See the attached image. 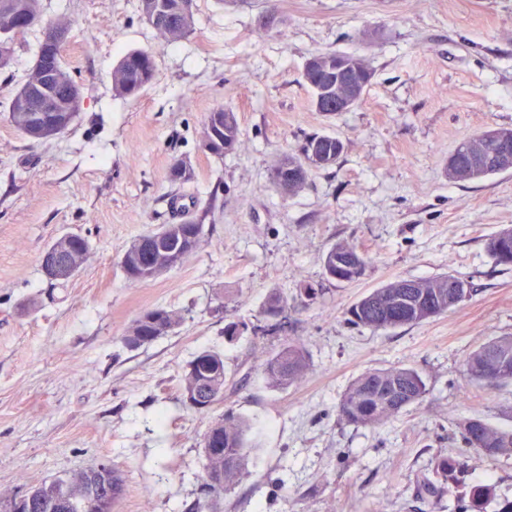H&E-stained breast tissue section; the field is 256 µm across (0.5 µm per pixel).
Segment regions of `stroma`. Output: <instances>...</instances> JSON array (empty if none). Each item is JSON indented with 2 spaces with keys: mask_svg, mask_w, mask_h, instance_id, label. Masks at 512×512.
Wrapping results in <instances>:
<instances>
[{
  "mask_svg": "<svg viewBox=\"0 0 512 512\" xmlns=\"http://www.w3.org/2000/svg\"><path fill=\"white\" fill-rule=\"evenodd\" d=\"M42 5L44 18L71 22L63 57L84 102L62 134L29 140L5 104L32 49L0 73V496L106 464L125 478L120 512H189L202 497L200 440L230 411L253 423L257 446L220 512H462L478 482L512 499V457L461 435L471 418L512 429V384L479 385L464 370L470 352L512 336V267L487 250L512 228V170L466 183L446 170L462 140L512 128V0H196L193 30L168 44L138 0ZM133 50L154 53L157 69L138 98H121L112 68ZM330 51L372 71L359 104L331 119L303 78L306 61ZM220 107L241 131L221 158L201 139ZM324 133L344 143L338 163L308 167L296 194L278 191L279 159ZM180 160L193 172L181 186L168 180ZM213 191L218 209L196 252L129 280L128 246L180 221L168 195L188 205ZM66 233L88 240L89 258L52 284L41 257ZM339 242L368 261L357 282L324 273ZM443 274L472 286L444 315L378 332L345 321L372 289ZM275 292L288 306L271 318ZM156 307L182 324L125 347L133 320ZM231 323L246 332L225 336ZM292 340L305 375L268 386L258 364ZM205 349L223 352L227 386L195 411L180 379ZM398 365L421 374L418 402L374 427L339 421L354 379ZM443 456L458 461L453 476L437 473ZM426 480L439 495L421 497Z\"/></svg>",
  "mask_w": 512,
  "mask_h": 512,
  "instance_id": "1",
  "label": "stroma"
}]
</instances>
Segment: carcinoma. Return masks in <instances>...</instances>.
Listing matches in <instances>:
<instances>
[{
  "instance_id": "carcinoma-1",
  "label": "carcinoma",
  "mask_w": 512,
  "mask_h": 512,
  "mask_svg": "<svg viewBox=\"0 0 512 512\" xmlns=\"http://www.w3.org/2000/svg\"><path fill=\"white\" fill-rule=\"evenodd\" d=\"M41 5L42 0H0V50L14 54L18 48L27 46L28 32L21 29V20L41 15ZM139 11L145 22L167 42H176L193 29L194 14L187 15L182 11L181 0H139ZM63 46L61 41L53 44V57L57 63L52 84L53 101L79 113L83 102L82 87L65 65ZM314 58L337 62L351 71L354 78L370 85L372 72L359 55L334 51L318 53ZM155 70L156 62L152 53L130 51L112 68L113 90L118 96L135 98L152 82ZM201 137L204 141L214 140L213 155L224 157V143L240 144V128L235 113L224 108L210 112L204 121ZM316 139L319 140V153L332 157L334 162L340 159L344 151L342 140L331 134L311 136V140ZM496 141H504L511 148L512 129H490L460 142L448 158V177L460 182L498 174V170L485 162ZM309 160L311 157L304 152L281 158L274 170L275 187L288 194L300 191L306 179L305 163ZM216 201L217 191L214 190L189 223L204 225L214 214ZM154 236L155 232L151 231L133 242L123 254L121 266L137 271L140 266L151 264L153 252L150 246ZM57 244L59 248L54 250L53 280H67L83 267L89 246L86 239L77 234L72 235L69 241L59 239ZM354 249L355 246L347 243L332 246L323 258L325 271L336 269V261L353 254ZM487 250L497 263L512 266V228L504 229L490 238ZM366 266L367 259L363 257L358 266L349 264L340 268L342 281L350 283L359 280ZM456 281L463 283L465 279L445 274L433 278L399 280L375 288L348 309V321L374 331L421 324L448 312L471 293L470 287H451ZM145 318V313L137 317L123 336L128 348L137 349L147 344L151 325ZM206 355V362H189L180 384L182 390L195 392L202 400L210 399L215 403L224 398L227 378L224 354L208 350ZM307 367L305 350L292 341L259 364L264 378L272 387L295 382ZM465 368L475 381L492 384L512 380V336L495 339L469 353L465 358ZM425 393L426 384L413 368L397 366L368 371L358 376L346 389L338 415L347 424L374 427L419 401ZM251 432L252 425L247 419L227 412L204 433L200 443L204 498L196 503L194 512H213L212 505L244 478L254 448ZM462 435L467 446L477 448L488 456H512V430L495 428L481 419L473 418L462 424ZM117 481L116 470L102 465L63 473L31 487L26 492L23 512H60L57 508L60 503L66 504L65 512H102V505L112 504ZM90 492L95 493L98 502L93 509L86 505ZM491 496L490 485L473 486L470 489L472 512H484V506Z\"/></svg>"
}]
</instances>
